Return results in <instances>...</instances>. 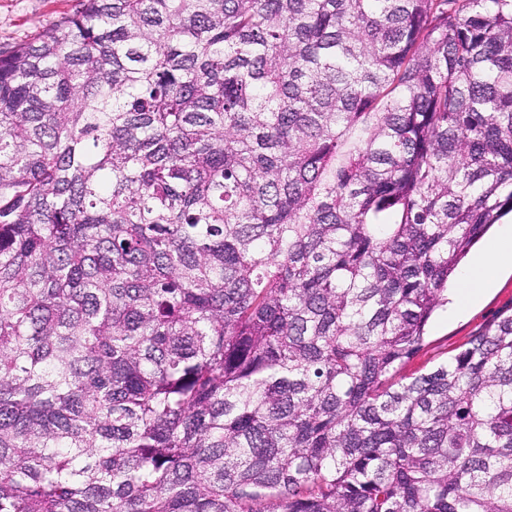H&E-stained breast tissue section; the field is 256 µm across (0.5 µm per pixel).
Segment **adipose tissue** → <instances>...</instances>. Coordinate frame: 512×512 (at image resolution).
Masks as SVG:
<instances>
[{"label": "adipose tissue", "instance_id": "adipose-tissue-1", "mask_svg": "<svg viewBox=\"0 0 512 512\" xmlns=\"http://www.w3.org/2000/svg\"><path fill=\"white\" fill-rule=\"evenodd\" d=\"M509 265L512 266V225L504 228L487 250L478 254L472 265L461 274L456 308H464L476 300L481 292L493 286L498 271Z\"/></svg>", "mask_w": 512, "mask_h": 512}]
</instances>
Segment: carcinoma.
<instances>
[{"mask_svg": "<svg viewBox=\"0 0 512 512\" xmlns=\"http://www.w3.org/2000/svg\"><path fill=\"white\" fill-rule=\"evenodd\" d=\"M512 0H79L0 50V512H512ZM509 265L512 267V223L461 274L456 309L466 307L486 288L490 289L456 316L449 317L447 308L439 310L434 316L426 347L405 366L406 372L445 362L458 352L476 329L490 321L500 310L512 306V268L502 270L496 280L498 271ZM495 280V286L491 288Z\"/></svg>", "mask_w": 512, "mask_h": 512, "instance_id": "obj_1", "label": "carcinoma"}]
</instances>
